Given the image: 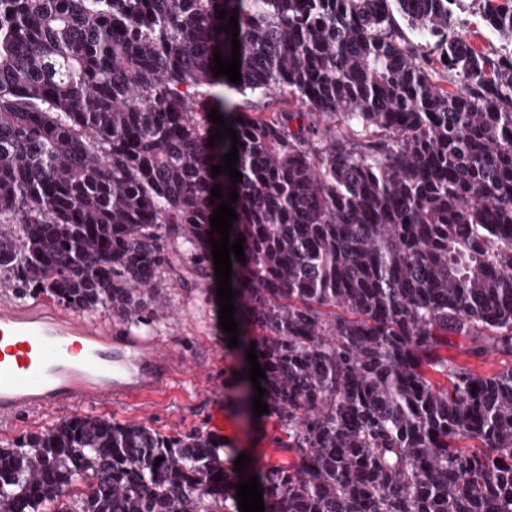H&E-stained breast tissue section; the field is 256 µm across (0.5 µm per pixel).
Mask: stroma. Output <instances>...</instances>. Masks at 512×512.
<instances>
[{
	"label": "stroma",
	"instance_id": "1",
	"mask_svg": "<svg viewBox=\"0 0 512 512\" xmlns=\"http://www.w3.org/2000/svg\"><path fill=\"white\" fill-rule=\"evenodd\" d=\"M216 280L193 289H166L169 311L165 319L138 327L140 336L168 349L187 364L156 394L138 401L117 399L109 404L75 400L48 410L28 411L0 422V440L12 441L51 423L86 413L112 417L120 422L143 423L173 435L197 430L212 433L216 419H223L224 457L234 463L250 455L247 475H257L282 461L277 446L284 432L275 416L254 415L243 406L254 388L247 381L250 364L246 346L231 347L219 326ZM442 355L470 372L491 376L512 366V355L493 346L478 350L476 339L453 335Z\"/></svg>",
	"mask_w": 512,
	"mask_h": 512
}]
</instances>
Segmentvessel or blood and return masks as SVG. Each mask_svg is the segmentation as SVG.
Here are the masks:
<instances>
[{
  "label": "vessel or blood",
  "instance_id": "1",
  "mask_svg": "<svg viewBox=\"0 0 512 512\" xmlns=\"http://www.w3.org/2000/svg\"><path fill=\"white\" fill-rule=\"evenodd\" d=\"M172 369L164 349L139 337L42 304L0 303L1 421L78 397L93 403L141 397Z\"/></svg>",
  "mask_w": 512,
  "mask_h": 512
}]
</instances>
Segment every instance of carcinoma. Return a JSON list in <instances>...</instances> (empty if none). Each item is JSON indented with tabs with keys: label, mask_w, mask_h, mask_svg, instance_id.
<instances>
[{
	"label": "carcinoma",
	"mask_w": 512,
	"mask_h": 512,
	"mask_svg": "<svg viewBox=\"0 0 512 512\" xmlns=\"http://www.w3.org/2000/svg\"><path fill=\"white\" fill-rule=\"evenodd\" d=\"M466 8L0 0L4 287L147 325L168 276H210V190H237L234 317L292 453L260 477L265 512H512V367L440 353H512V0L479 5L495 50L455 35ZM234 14L238 84L211 72ZM221 85L299 109L243 116ZM213 108L236 184L212 177ZM222 448L76 416L0 445V512H240ZM479 345L485 347L481 354L474 352ZM440 353L448 356L453 364L464 366L470 372L481 376H492L512 365L511 354L471 337L449 336L448 346L442 347Z\"/></svg>",
	"instance_id": "1"
}]
</instances>
